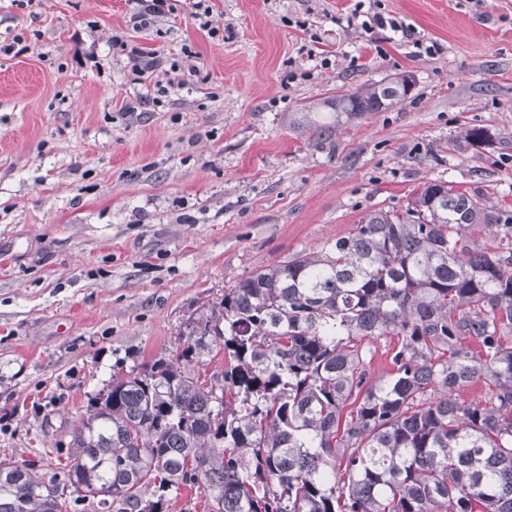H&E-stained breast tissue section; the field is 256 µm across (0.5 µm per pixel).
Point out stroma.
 I'll return each instance as SVG.
<instances>
[{"label": "stroma", "instance_id": "obj_1", "mask_svg": "<svg viewBox=\"0 0 512 512\" xmlns=\"http://www.w3.org/2000/svg\"><path fill=\"white\" fill-rule=\"evenodd\" d=\"M213 2L220 39L193 0L143 29L132 0H0V458L45 479L89 399L174 355L225 287L434 179L512 212V0H378L440 44L427 59L345 27L347 0ZM308 33L328 67L301 52ZM116 36L148 56L190 46L202 81L141 105ZM403 76L386 110L324 105ZM475 126L487 137L467 144Z\"/></svg>", "mask_w": 512, "mask_h": 512}]
</instances>
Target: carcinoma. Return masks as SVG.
<instances>
[{
    "mask_svg": "<svg viewBox=\"0 0 512 512\" xmlns=\"http://www.w3.org/2000/svg\"><path fill=\"white\" fill-rule=\"evenodd\" d=\"M406 92L390 80L326 107L349 119ZM475 224L512 214L433 180L224 289L175 356L89 400L50 482L1 458L0 512H61L62 486L108 512H167L183 487L208 512H512V250L478 244ZM390 336L373 381L365 343ZM481 380L487 398L461 400Z\"/></svg>",
    "mask_w": 512,
    "mask_h": 512,
    "instance_id": "1",
    "label": "carcinoma"
}]
</instances>
